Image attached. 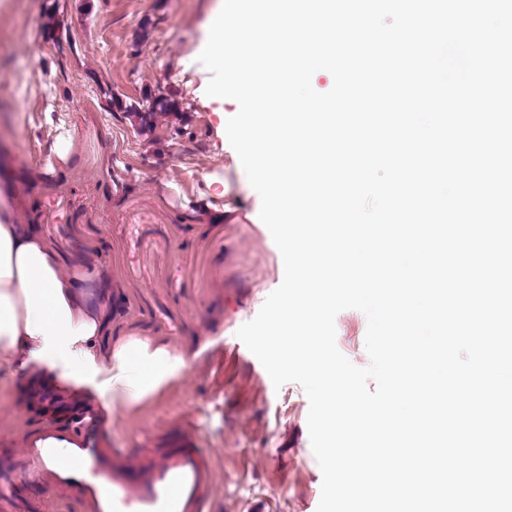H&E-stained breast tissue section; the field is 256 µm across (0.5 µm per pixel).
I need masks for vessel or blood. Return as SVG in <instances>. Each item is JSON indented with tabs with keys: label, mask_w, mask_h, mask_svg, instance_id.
<instances>
[{
	"label": "vessel or blood",
	"mask_w": 512,
	"mask_h": 512,
	"mask_svg": "<svg viewBox=\"0 0 512 512\" xmlns=\"http://www.w3.org/2000/svg\"><path fill=\"white\" fill-rule=\"evenodd\" d=\"M219 470L197 425L156 453L113 445L94 408L32 424L0 454V512H214Z\"/></svg>",
	"instance_id": "vessel-or-blood-1"
}]
</instances>
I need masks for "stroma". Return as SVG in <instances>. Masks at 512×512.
I'll use <instances>...</instances> for the list:
<instances>
[{"label": "stroma", "instance_id": "obj_1", "mask_svg": "<svg viewBox=\"0 0 512 512\" xmlns=\"http://www.w3.org/2000/svg\"><path fill=\"white\" fill-rule=\"evenodd\" d=\"M223 0H0V149L21 221L47 232L64 271L75 253L112 281L111 336L168 347L179 380L115 410L112 437L168 447L197 420L220 470L217 502L236 512H317L322 472L302 387L274 388L238 329L281 283L261 199L229 143L230 104L205 93L198 57ZM63 18L71 48L49 35ZM154 94L177 111L152 129L108 103ZM65 139L68 156L56 150ZM339 350L369 362L367 319L335 320ZM0 376V443L42 412Z\"/></svg>", "mask_w": 512, "mask_h": 512}]
</instances>
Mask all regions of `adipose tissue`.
<instances>
[{"label":"adipose tissue","mask_w":512,"mask_h":512,"mask_svg":"<svg viewBox=\"0 0 512 512\" xmlns=\"http://www.w3.org/2000/svg\"><path fill=\"white\" fill-rule=\"evenodd\" d=\"M61 269L45 235L0 205V369L44 382L56 398L95 400L99 412L131 407L183 375L184 357L126 339L108 347L112 314Z\"/></svg>","instance_id":"adipose-tissue-1"}]
</instances>
